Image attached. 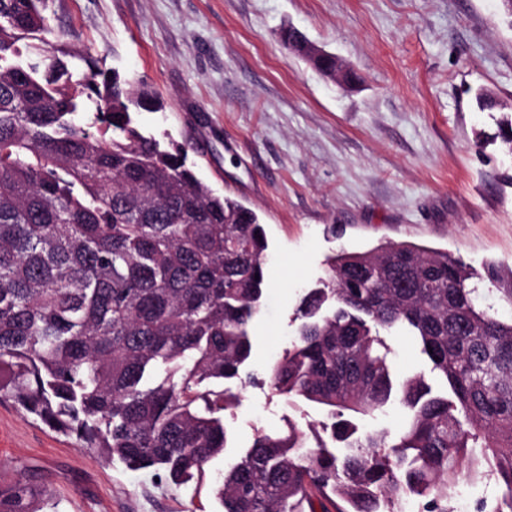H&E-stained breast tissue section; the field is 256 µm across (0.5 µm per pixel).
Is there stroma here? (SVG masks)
I'll return each instance as SVG.
<instances>
[{
    "instance_id": "35a3bbf8",
    "label": "stroma",
    "mask_w": 512,
    "mask_h": 512,
    "mask_svg": "<svg viewBox=\"0 0 512 512\" xmlns=\"http://www.w3.org/2000/svg\"><path fill=\"white\" fill-rule=\"evenodd\" d=\"M48 23L77 55L144 80L164 101L144 133L186 143L188 163L245 201L268 238L265 308L249 365L288 349L301 297L340 249L412 241L475 271L512 275V152L495 134L486 89L512 104V23L497 0H50ZM302 32L356 74L324 78L279 40ZM397 378L444 383L413 337L384 334ZM225 411L230 446L206 482L176 488L108 463L0 402V487L26 475L43 512H218L210 480L255 432L321 427L324 412L256 383Z\"/></svg>"
}]
</instances>
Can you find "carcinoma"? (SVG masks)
<instances>
[{"instance_id":"carcinoma-1","label":"carcinoma","mask_w":512,"mask_h":512,"mask_svg":"<svg viewBox=\"0 0 512 512\" xmlns=\"http://www.w3.org/2000/svg\"><path fill=\"white\" fill-rule=\"evenodd\" d=\"M48 0H0V399L81 447L182 485L228 447L224 383L247 371L268 240L257 212L215 193L144 134L140 80L76 58ZM97 98L93 121L78 114ZM471 269L446 251L381 243L341 251L298 308L297 339L270 388L326 413L329 441L297 425L259 432L216 481L220 512H450L460 477L492 476L512 512V316L481 307ZM485 278L512 310V279ZM415 336L447 394L397 381L379 331ZM397 402L408 428L359 432ZM29 483L0 512H38Z\"/></svg>"}]
</instances>
